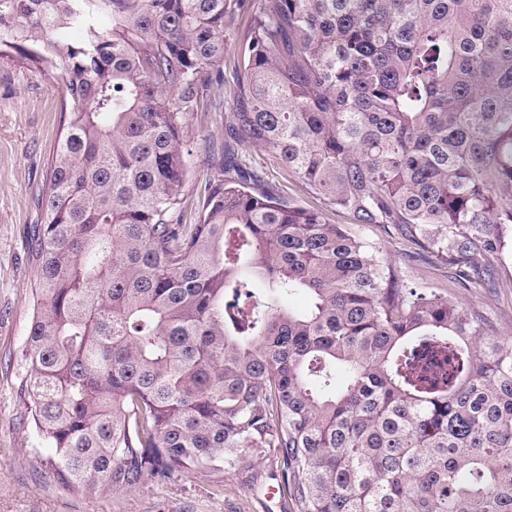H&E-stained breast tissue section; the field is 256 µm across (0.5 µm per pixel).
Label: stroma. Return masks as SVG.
<instances>
[{
  "label": "stroma",
  "instance_id": "obj_1",
  "mask_svg": "<svg viewBox=\"0 0 512 512\" xmlns=\"http://www.w3.org/2000/svg\"><path fill=\"white\" fill-rule=\"evenodd\" d=\"M63 104L56 73L31 68L12 52L0 55V512H292L280 476L283 457L275 448L249 471H228L220 480L194 472L111 497L64 489L43 466L48 451L26 424L29 398L22 389V364L37 279L32 227L41 220ZM223 143L224 115L210 109L208 97H200L186 131L193 165L185 223L198 219L211 175L209 150ZM241 163L260 169L280 195L318 210L327 223L350 222L311 193L274 153L253 149ZM354 230L399 266L412 286L442 288L485 308L491 334L512 337V254L499 260V288L489 300L482 290L456 287L448 263L432 256L420 261L405 257L398 238L382 228L358 224Z\"/></svg>",
  "mask_w": 512,
  "mask_h": 512
}]
</instances>
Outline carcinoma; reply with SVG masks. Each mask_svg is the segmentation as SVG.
<instances>
[{
  "label": "carcinoma",
  "instance_id": "cac0c4a2",
  "mask_svg": "<svg viewBox=\"0 0 512 512\" xmlns=\"http://www.w3.org/2000/svg\"><path fill=\"white\" fill-rule=\"evenodd\" d=\"M256 2L0 0V36L22 40L0 46L58 71L65 97L24 356L45 467L112 496L277 448L296 512H512V341L239 162L272 151L353 223L494 287L512 0ZM205 90L227 139L185 224ZM296 291L310 309L285 305Z\"/></svg>",
  "mask_w": 512,
  "mask_h": 512
}]
</instances>
